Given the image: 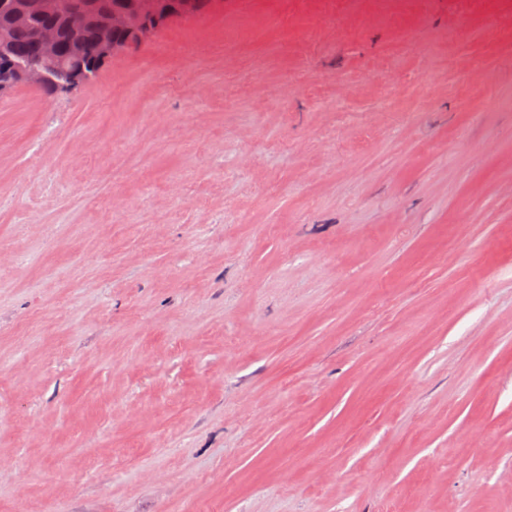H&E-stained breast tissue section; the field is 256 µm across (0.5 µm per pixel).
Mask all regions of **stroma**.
Returning <instances> with one entry per match:
<instances>
[{"instance_id":"stroma-1","label":"stroma","mask_w":512,"mask_h":512,"mask_svg":"<svg viewBox=\"0 0 512 512\" xmlns=\"http://www.w3.org/2000/svg\"><path fill=\"white\" fill-rule=\"evenodd\" d=\"M0 512H512V0L0 96Z\"/></svg>"}]
</instances>
